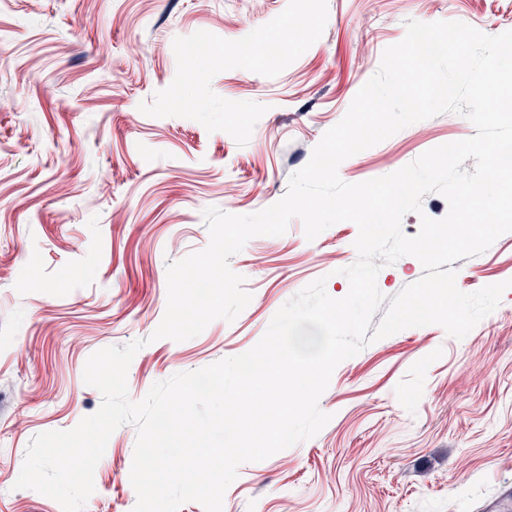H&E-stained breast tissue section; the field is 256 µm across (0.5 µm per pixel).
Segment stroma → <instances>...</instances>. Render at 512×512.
<instances>
[{
  "mask_svg": "<svg viewBox=\"0 0 512 512\" xmlns=\"http://www.w3.org/2000/svg\"><path fill=\"white\" fill-rule=\"evenodd\" d=\"M288 0H0V512H61L16 488L36 435L68 430L102 395L89 356L142 341L127 371L132 400L178 373L253 348L302 288L349 291L355 224L307 240L300 219L251 238L229 260L249 305L183 341L152 340L167 304V266L204 249L203 212L246 215L287 192L322 135L377 72L406 24L460 21L512 30V0H327L323 35L277 77L236 68L212 90L267 108L245 146L197 121L150 117L141 102L176 75L175 38L237 40ZM446 112L344 160L341 179L389 175L426 151L470 138ZM465 293L512 279V232L454 261ZM423 274L404 256L377 287L398 294ZM331 416L312 439L239 467L223 512H512V288L464 338L438 325L380 339L334 370L319 400ZM137 432L120 426L84 512H132Z\"/></svg>",
  "mask_w": 512,
  "mask_h": 512,
  "instance_id": "stroma-1",
  "label": "stroma"
}]
</instances>
